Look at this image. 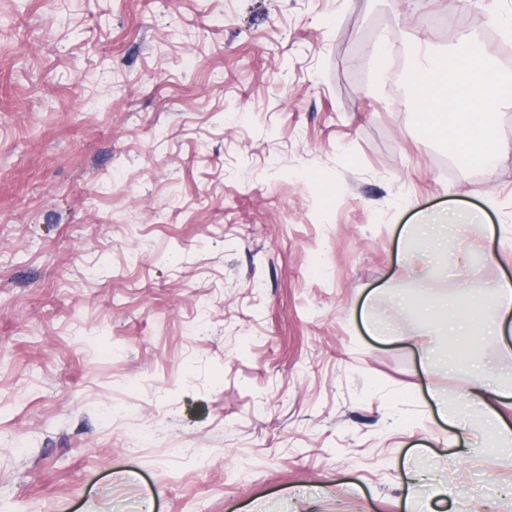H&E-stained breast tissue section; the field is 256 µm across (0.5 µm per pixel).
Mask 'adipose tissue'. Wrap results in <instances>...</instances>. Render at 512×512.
<instances>
[{"label": "adipose tissue", "mask_w": 512, "mask_h": 512, "mask_svg": "<svg viewBox=\"0 0 512 512\" xmlns=\"http://www.w3.org/2000/svg\"><path fill=\"white\" fill-rule=\"evenodd\" d=\"M411 85V101L418 122L427 133L447 136L457 161L490 166L500 159L502 151L493 134V120L505 98L512 96V86L498 81L470 39H462L451 53L414 64ZM479 220L477 213L466 210L425 215L420 223L410 225L408 232L423 248L444 253L448 250L449 225L473 224ZM422 310L432 333L414 339V346L429 367L451 364L454 356L438 350L436 337L496 335L500 318L512 314V284L502 282L467 289L460 302L451 303L442 298L423 304ZM487 377L484 367L475 366L465 396L478 411L472 421H460L456 414L449 412L447 395L439 391L432 395L437 412L446 414L451 428L465 434L474 453L478 452V442L482 439L512 441L488 404L492 392Z\"/></svg>", "instance_id": "adipose-tissue-1"}]
</instances>
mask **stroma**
Returning a JSON list of instances; mask_svg holds the SVG:
<instances>
[{"label":"stroma","instance_id":"stroma-1","mask_svg":"<svg viewBox=\"0 0 512 512\" xmlns=\"http://www.w3.org/2000/svg\"><path fill=\"white\" fill-rule=\"evenodd\" d=\"M512 0H0V512H410L424 455L447 512H512V454L467 455L464 371L390 291L404 225L512 281V105L491 169L411 106L414 58L466 26L512 80ZM394 324L401 338L371 336ZM512 427V318L482 339ZM478 222H480V217L477 213L458 210L446 214L424 215L420 223L411 224L405 232L406 236L411 234L415 240H419L425 249H431L435 253L456 255L459 249L448 250L447 224H473Z\"/></svg>","mask_w":512,"mask_h":512}]
</instances>
